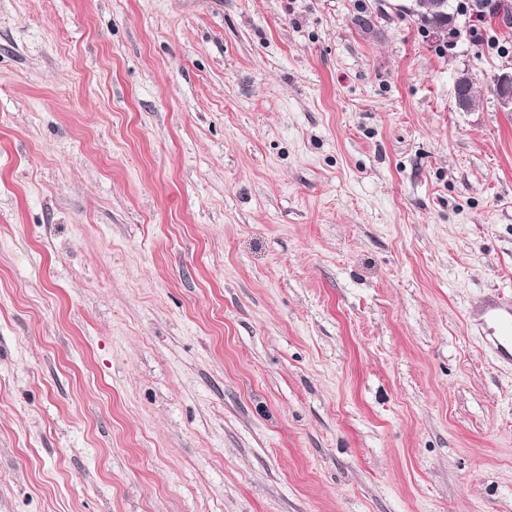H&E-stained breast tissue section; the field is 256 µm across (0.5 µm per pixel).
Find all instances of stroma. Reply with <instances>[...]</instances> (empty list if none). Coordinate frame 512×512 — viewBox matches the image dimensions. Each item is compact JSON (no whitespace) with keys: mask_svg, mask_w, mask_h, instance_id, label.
Returning <instances> with one entry per match:
<instances>
[{"mask_svg":"<svg viewBox=\"0 0 512 512\" xmlns=\"http://www.w3.org/2000/svg\"><path fill=\"white\" fill-rule=\"evenodd\" d=\"M407 2L0 0V512H512V19ZM457 0H412L408 6H401L400 10L417 19V23L425 31L437 26L451 25L456 32L458 29V16L463 12ZM462 15V14H461ZM472 318L478 327L482 345L498 359L512 362V302L490 297Z\"/></svg>","mask_w":512,"mask_h":512,"instance_id":"obj_1","label":"stroma"}]
</instances>
